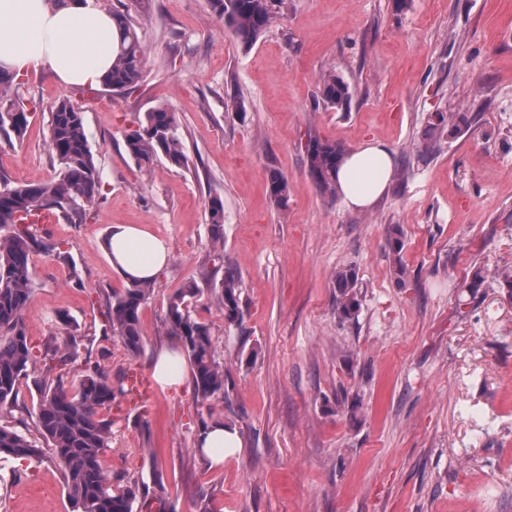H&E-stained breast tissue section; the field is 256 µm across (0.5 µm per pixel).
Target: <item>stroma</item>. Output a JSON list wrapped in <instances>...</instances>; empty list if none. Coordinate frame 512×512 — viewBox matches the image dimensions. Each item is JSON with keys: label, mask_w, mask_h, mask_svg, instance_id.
Instances as JSON below:
<instances>
[{"label": "stroma", "mask_w": 512, "mask_h": 512, "mask_svg": "<svg viewBox=\"0 0 512 512\" xmlns=\"http://www.w3.org/2000/svg\"><path fill=\"white\" fill-rule=\"evenodd\" d=\"M95 3L131 20L147 65L132 93L65 87L44 67L21 78L32 114L23 138L0 133V176L58 173L50 112L65 97L83 113L103 183L82 223L36 227L68 258L30 255L24 321L36 362L0 423L37 438L42 356L68 336L79 343L68 380L95 364L116 379L148 372L159 349L181 350L167 302L193 282L190 311L211 327L224 391L201 404L192 384L155 388L112 428V477L160 469L170 512H512V293L497 278L512 267V0H279L246 50L209 0ZM328 73L350 86L345 110L318 95ZM160 105L178 114L188 162L146 170L124 136ZM438 112L466 122L424 142ZM312 136L348 151L385 142L389 192L358 211L322 195L306 163ZM272 168L288 179L287 207L269 196ZM213 196L224 202L218 239ZM117 224L141 225L170 249L135 357L104 331L105 307L126 286L107 249ZM342 268L356 273L360 299L344 321ZM228 269L241 289L238 327L215 300ZM205 420L243 441L224 463L198 453ZM0 512H76L51 450L0 459Z\"/></svg>", "instance_id": "1"}]
</instances>
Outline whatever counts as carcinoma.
Returning a JSON list of instances; mask_svg holds the SVG:
<instances>
[{
	"label": "carcinoma",
	"instance_id": "carcinoma-1",
	"mask_svg": "<svg viewBox=\"0 0 512 512\" xmlns=\"http://www.w3.org/2000/svg\"><path fill=\"white\" fill-rule=\"evenodd\" d=\"M216 18L224 23L238 44L247 49L273 22L276 0H209ZM120 45L104 86L115 92H131L143 80L146 56L132 22L116 14ZM15 78L0 72V131L21 138L30 112L26 105L9 98ZM321 100L332 108H347L349 85L339 76L320 78ZM176 113L156 107L145 113L144 122L125 135L130 157L149 168L159 157L174 166H184L188 158L178 133ZM49 144L60 165L59 174L39 183L15 182L0 177V410L18 406L19 385L33 361L23 313L27 306L31 270L30 253L42 252L67 259L60 243L39 238L33 225L23 223L31 211L48 208L62 214L68 223L82 221L99 193L102 183L84 124L79 112L66 98L51 109ZM345 155L344 148L333 141L313 136L306 144L310 177L319 192L336 196V171ZM269 194L277 206L288 205V178L279 170L268 173ZM209 223L215 229L224 224V203L219 197L208 202ZM390 249L397 282L405 284L406 268L402 261L403 240L400 228H393ZM336 313L346 320L359 308L357 276L351 269H340L335 276ZM200 288L190 283L169 298L166 321L172 334L181 340L192 370L197 401L204 403L224 391V367L216 357L208 324L192 317L190 300ZM240 288L235 275L228 271L215 292L224 320L232 325L242 322ZM150 296V282L135 280L123 291L112 295L104 316L112 332L121 337L127 351L135 356L142 349L140 314ZM123 379L112 381L106 369L87 368L80 379L68 382L59 377L38 389L37 430L48 442L61 467L69 498L77 512H137L149 507V487L163 490L162 473L152 469L150 481L140 477L123 484L112 483V475L101 461L111 448L113 421L103 416L112 403L124 397ZM42 454L35 441L11 426L0 424V457L38 458Z\"/></svg>",
	"mask_w": 512,
	"mask_h": 512
}]
</instances>
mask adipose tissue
Returning <instances> with one entry per match:
<instances>
[{
  "instance_id": "obj_1",
  "label": "adipose tissue",
  "mask_w": 512,
  "mask_h": 512,
  "mask_svg": "<svg viewBox=\"0 0 512 512\" xmlns=\"http://www.w3.org/2000/svg\"><path fill=\"white\" fill-rule=\"evenodd\" d=\"M118 27L94 0H0V69L20 76L44 66L62 86L101 84L112 67ZM393 152L369 141L346 153L336 175L338 193L350 209H366L388 189ZM112 267L125 281L151 280L167 265L163 240L146 229L115 225L110 242Z\"/></svg>"
}]
</instances>
